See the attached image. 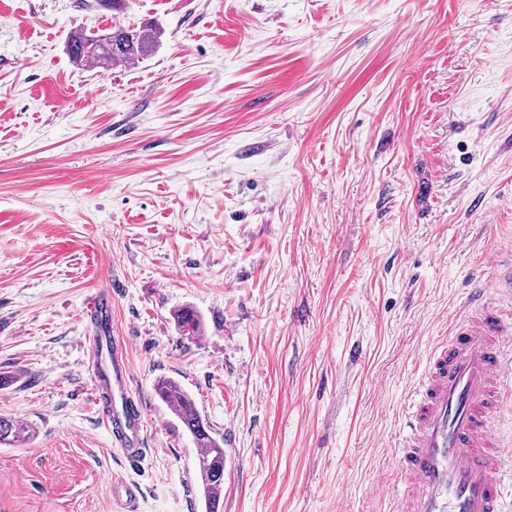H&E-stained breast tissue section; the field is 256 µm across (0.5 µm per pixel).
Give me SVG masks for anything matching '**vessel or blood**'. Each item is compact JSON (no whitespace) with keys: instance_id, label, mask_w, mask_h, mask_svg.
<instances>
[{"instance_id":"1","label":"vessel or blood","mask_w":512,"mask_h":512,"mask_svg":"<svg viewBox=\"0 0 512 512\" xmlns=\"http://www.w3.org/2000/svg\"><path fill=\"white\" fill-rule=\"evenodd\" d=\"M487 290L468 292L469 315L428 354L424 377L403 418L398 447L401 488L393 512H512V438L491 422L512 404V356L502 336L506 308L486 303ZM109 363L93 373V398L130 459L145 451L139 408L128 397V344L89 336Z\"/></svg>"}]
</instances>
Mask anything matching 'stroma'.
I'll return each instance as SVG.
<instances>
[{
	"instance_id": "35a3bbf8",
	"label": "stroma",
	"mask_w": 512,
	"mask_h": 512,
	"mask_svg": "<svg viewBox=\"0 0 512 512\" xmlns=\"http://www.w3.org/2000/svg\"><path fill=\"white\" fill-rule=\"evenodd\" d=\"M148 58L75 65L81 0H0V512H205L176 380L224 439L220 512H388L401 407L471 282L505 305L512 0H129ZM112 295L146 454L92 397ZM189 307L202 336L183 340ZM361 359L351 363V349Z\"/></svg>"
}]
</instances>
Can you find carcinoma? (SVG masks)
<instances>
[{"mask_svg": "<svg viewBox=\"0 0 512 512\" xmlns=\"http://www.w3.org/2000/svg\"><path fill=\"white\" fill-rule=\"evenodd\" d=\"M129 0H96V4L112 11L116 23L108 28L112 46H100L101 34L97 30L73 31L67 43L72 61L78 65L106 67L117 63L138 61L150 55L159 43L161 30L154 24L126 25L118 21L125 14ZM182 335L188 340L201 337L203 322L191 308L177 313ZM158 398L171 406L175 417L192 438L197 455L198 485L206 512H219L224 489V439L214 436L213 428L203 419L194 399L179 383L160 378L154 384ZM26 436V430L11 419L0 416V444L16 443Z\"/></svg>", "mask_w": 512, "mask_h": 512, "instance_id": "obj_1", "label": "carcinoma"}]
</instances>
